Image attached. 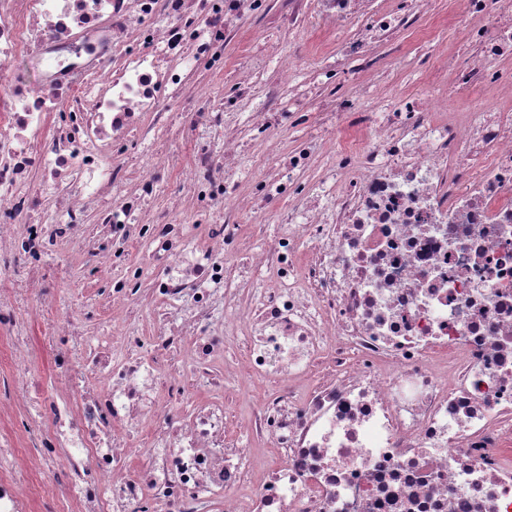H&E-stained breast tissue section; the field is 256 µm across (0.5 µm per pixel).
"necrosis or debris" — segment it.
<instances>
[{
  "label": "necrosis or debris",
  "instance_id": "1",
  "mask_svg": "<svg viewBox=\"0 0 512 512\" xmlns=\"http://www.w3.org/2000/svg\"><path fill=\"white\" fill-rule=\"evenodd\" d=\"M428 3L0 0V70L39 67L0 96V261L17 265L0 512H36V487L72 512H512V0H453L473 61L438 57L425 93L387 104L379 53ZM270 25L306 26L314 79L349 68L354 91L322 99L324 142L244 184L241 144L276 153L284 96H307L300 59L281 50L180 121L168 105ZM159 129L131 179L123 145ZM169 168L183 189L157 213L144 202ZM278 201L255 250L240 216ZM63 241L97 273L124 267L107 305L129 319L147 293L153 336L93 344L43 300ZM144 242L166 258L148 276L130 258ZM230 383L264 388L233 434Z\"/></svg>",
  "mask_w": 512,
  "mask_h": 512
}]
</instances>
